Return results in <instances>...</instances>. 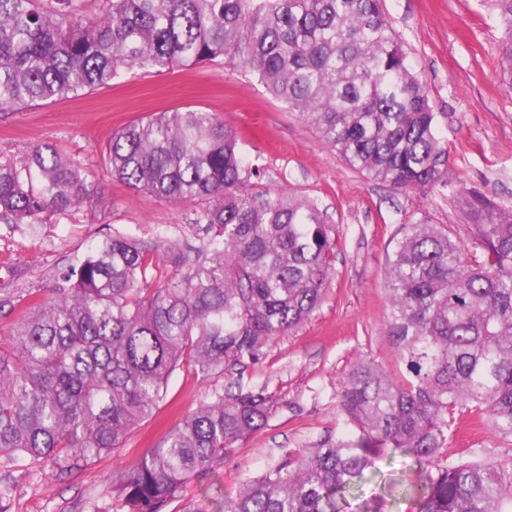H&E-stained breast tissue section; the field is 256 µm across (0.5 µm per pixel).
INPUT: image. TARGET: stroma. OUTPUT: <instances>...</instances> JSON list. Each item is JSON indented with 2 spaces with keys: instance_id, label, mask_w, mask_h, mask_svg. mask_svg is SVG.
<instances>
[{
  "instance_id": "1",
  "label": "stroma",
  "mask_w": 512,
  "mask_h": 512,
  "mask_svg": "<svg viewBox=\"0 0 512 512\" xmlns=\"http://www.w3.org/2000/svg\"><path fill=\"white\" fill-rule=\"evenodd\" d=\"M413 72L425 85L460 181L455 191L421 197L393 190L349 168L315 129L269 96L250 75L229 66L176 67L163 73L126 70L85 95L0 116V152L23 154L47 140L90 164V195L74 220L12 230L0 224V298L49 296L58 272L104 234L135 233L148 245L176 239L201 245L193 209L156 198L112 177L101 154L113 133L155 112L200 108L236 133L244 155L260 169L252 193H294L314 199L336 231L335 277L321 308L287 335L273 339L245 371L205 380L188 366L172 375L155 418L136 428L125 446L65 478L38 463H0V512H120L112 475L145 457L182 417L215 389L265 388L274 399L267 425L205 477L185 484L175 512L198 504L225 512L242 483L286 452L315 445L342 429L338 390L357 359L375 360L396 379L407 378L385 329L388 243L400 224L424 213L445 226L466 251L478 238L483 198L512 209V93L499 82L501 32L486 0H384ZM452 461L499 464L512 460V439L492 432L475 414L459 411L446 442ZM413 463L388 448L375 475L356 487L351 506L378 494L389 479L413 480Z\"/></svg>"
}]
</instances>
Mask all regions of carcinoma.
I'll use <instances>...</instances> for the list:
<instances>
[{"mask_svg": "<svg viewBox=\"0 0 512 512\" xmlns=\"http://www.w3.org/2000/svg\"><path fill=\"white\" fill-rule=\"evenodd\" d=\"M501 84L512 92V0H492ZM228 64L252 73L351 169L426 196L455 188L426 89L381 0H0V111L107 85L125 69ZM113 177L194 206L195 254L105 234L69 263L53 294L21 297L0 341V459L60 477L124 447L181 365L209 379L257 363L308 320L334 275L335 231L318 205L248 192L258 168L213 112H160L117 130L102 156ZM89 172L52 142L0 154V224H66ZM468 255L420 215L391 238L385 328L411 378L358 361L339 391L345 428L247 479L227 512H341L395 448L419 466L403 494L416 512H512V467L450 463L448 418L469 409L512 438V210L489 207ZM149 282L159 283L148 288ZM264 388L214 390L112 480L123 512H168L262 430Z\"/></svg>", "mask_w": 512, "mask_h": 512, "instance_id": "obj_1", "label": "carcinoma"}]
</instances>
